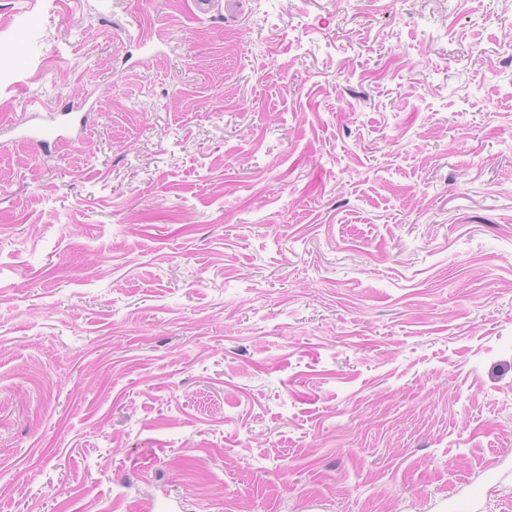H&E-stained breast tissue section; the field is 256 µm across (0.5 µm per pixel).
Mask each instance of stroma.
Returning a JSON list of instances; mask_svg holds the SVG:
<instances>
[{"label": "stroma", "instance_id": "35a3bbf8", "mask_svg": "<svg viewBox=\"0 0 512 512\" xmlns=\"http://www.w3.org/2000/svg\"><path fill=\"white\" fill-rule=\"evenodd\" d=\"M166 499L512 512V0H0V512ZM59 118V119H58ZM87 123V114L73 112V110L57 113L50 123H42L26 127L19 141L34 143L50 148L66 138V134L75 128L83 129Z\"/></svg>", "mask_w": 512, "mask_h": 512}]
</instances>
